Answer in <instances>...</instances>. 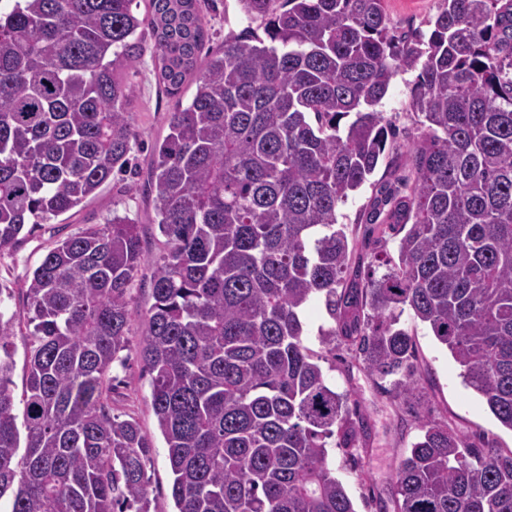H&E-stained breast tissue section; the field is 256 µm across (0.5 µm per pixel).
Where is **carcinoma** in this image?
I'll return each instance as SVG.
<instances>
[{
    "instance_id": "1",
    "label": "carcinoma",
    "mask_w": 512,
    "mask_h": 512,
    "mask_svg": "<svg viewBox=\"0 0 512 512\" xmlns=\"http://www.w3.org/2000/svg\"><path fill=\"white\" fill-rule=\"evenodd\" d=\"M12 0L0 9V254L128 172L125 75L145 51L171 95L148 186L163 241L140 355L168 448L174 512H356L329 466L365 420L303 342L324 302L341 342L405 403L418 387L409 311L512 431V0H443L429 34L389 30L385 0H239L264 36L205 59L199 0ZM418 72L423 133L407 174L360 211L375 268L352 266L337 210L398 132L376 106ZM398 239L395 253L384 250ZM139 224L117 213L57 241L22 293L30 341L17 423L0 308V501L6 512H151L154 448L112 414L128 348ZM397 512H512V449L418 418Z\"/></svg>"
}]
</instances>
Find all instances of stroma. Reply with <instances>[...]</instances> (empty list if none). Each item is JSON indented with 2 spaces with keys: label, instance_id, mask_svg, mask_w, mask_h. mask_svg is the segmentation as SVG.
I'll use <instances>...</instances> for the list:
<instances>
[{
  "label": "stroma",
  "instance_id": "1",
  "mask_svg": "<svg viewBox=\"0 0 512 512\" xmlns=\"http://www.w3.org/2000/svg\"><path fill=\"white\" fill-rule=\"evenodd\" d=\"M441 0H386L389 26L396 31L426 30L435 18ZM201 9L208 23L210 40L207 51L220 49L227 34L244 28L258 31L261 21L246 22L239 0H201ZM155 60L144 52L140 62L127 73L135 87L130 105L139 134L133 152L132 179L136 187L125 191L121 183H106L99 194L87 201L74 216L42 225L12 251L0 256V287L19 289L28 273L41 262L56 241L78 233L91 224L104 223L112 214L129 215L141 226L144 263L131 291L133 311L128 348L124 364L111 371L114 392L112 411L133 415L143 431L153 439L155 448L147 464L148 496L155 512H172L171 475L165 441L157 427L151 405L150 377L139 359L145 334L144 315L153 303L152 277L160 253L162 236L154 222L153 198L147 189L149 154L152 146L168 133L167 115L177 104H189L195 92L194 81H186L180 97L167 95L156 82ZM416 80L412 71L398 73L378 106L386 119L402 132L398 152L421 133L411 107V88ZM304 344L322 357L320 365L328 384L337 392L347 394L350 408L359 410L367 423V436L360 448L359 461L347 459L338 449H331L330 466L351 497L356 512H395L393 485L401 457L409 451L418 433L412 409L396 400L386 381L368 373L355 353L346 345L335 352L324 351L319 342L320 328L329 320L321 301H313L305 314ZM402 325L412 330L418 349L419 382L422 412L425 416L447 422L468 437L485 435L498 447L512 449V430L502 427L489 412L481 398L467 388L460 368L448 350L438 343L430 329L410 315H402Z\"/></svg>",
  "mask_w": 512,
  "mask_h": 512
}]
</instances>
